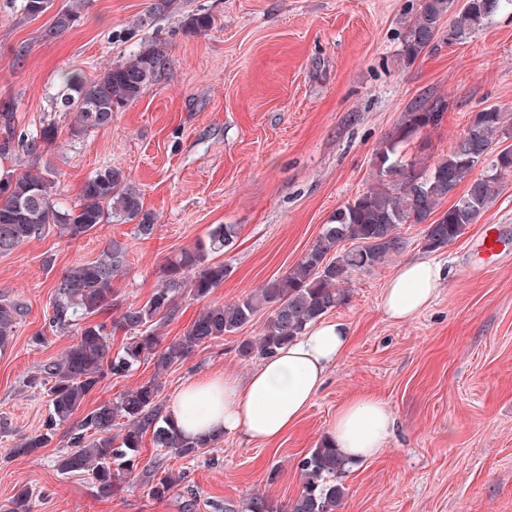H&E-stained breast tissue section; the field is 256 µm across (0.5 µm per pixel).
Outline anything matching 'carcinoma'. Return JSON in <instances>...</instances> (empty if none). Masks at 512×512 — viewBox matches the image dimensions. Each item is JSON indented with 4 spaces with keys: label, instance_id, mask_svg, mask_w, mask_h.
<instances>
[{
    "label": "carcinoma",
    "instance_id": "obj_1",
    "mask_svg": "<svg viewBox=\"0 0 512 512\" xmlns=\"http://www.w3.org/2000/svg\"><path fill=\"white\" fill-rule=\"evenodd\" d=\"M451 3L422 0L418 13L406 25L400 50L403 62L415 60L431 45ZM507 5L512 6V0H468L448 30V40L470 38ZM76 17L72 11L59 13L46 36L64 32ZM212 23L210 15L194 13L182 20V29L201 34ZM167 64L165 44L147 40L126 60L109 65L94 80L87 82L77 74L70 75L59 108L74 113L71 134L79 136L109 124L112 113L137 100ZM446 109L443 98L425 96L413 101L402 123L386 136L374 155L372 185L336 211L317 242L284 276L236 302L203 310L185 336L166 346L154 325L172 314L180 291L187 289L192 296L204 299L224 282V263L210 262L209 254L231 243L234 225H216L208 242L183 249L169 259L161 288L145 304L125 307L109 326L87 318L112 308L114 282L124 269L126 247L113 241L95 259L65 270L54 284L49 326L60 332L78 327L77 341L26 376L27 388L45 390L48 413L39 432L21 438L10 449L12 456H29L46 447L58 427L74 418L86 395L104 377H122L145 357L165 371L185 361L195 348L245 326L268 304L275 310L265 331L242 341L238 353L244 359L274 354L324 315L347 304L349 294L341 284L353 274L374 268L403 250L405 242L398 232L403 224L427 223L423 248L430 252L458 239L499 196L503 178L512 175V148L498 152L481 173H475L479 159L504 133L508 122L507 113L486 109L474 115L448 153L426 164L422 161V154L429 150L425 132L442 121ZM0 126V158L21 152L40 156L57 139V128L51 124L17 131L10 104L2 100ZM462 184L467 186L466 192L451 207L439 211L442 202ZM57 196L56 175L48 166L38 173L7 171L0 175L1 254L42 236L52 226L72 239L114 221L135 222L136 232L142 237L155 230L153 217L143 211L141 196L128 186L121 168L106 166L91 174L81 187L79 203L73 207L61 206ZM348 241L351 247H341ZM24 316L22 303L0 299V350L9 345ZM118 330L133 331L135 335L113 356L110 337ZM158 393V386L147 382L123 393L116 402L102 403L74 423L70 450L59 456L57 470L63 474L87 473L100 488L115 491L121 480L138 467L137 452L148 430L157 447L181 458L194 457L217 441L215 437L194 440L182 436L162 414ZM119 418L125 423L117 443L110 432ZM346 467L339 449L325 441L299 462L303 486L295 499L283 506L268 496L255 494L244 503V512H335L346 495V488L339 482ZM31 498L29 489H18L8 512H31Z\"/></svg>",
    "mask_w": 512,
    "mask_h": 512
}]
</instances>
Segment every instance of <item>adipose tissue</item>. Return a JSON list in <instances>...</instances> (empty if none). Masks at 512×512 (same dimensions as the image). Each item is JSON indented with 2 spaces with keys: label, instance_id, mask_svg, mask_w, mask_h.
Instances as JSON below:
<instances>
[{
  "label": "adipose tissue",
  "instance_id": "adipose-tissue-1",
  "mask_svg": "<svg viewBox=\"0 0 512 512\" xmlns=\"http://www.w3.org/2000/svg\"><path fill=\"white\" fill-rule=\"evenodd\" d=\"M449 276L432 259L402 264L384 289L380 307L392 320L405 321L427 309ZM350 342L340 321H320L280 348L245 380L201 378L183 386L167 417L187 437L240 435L267 443L296 424L324 385L328 371ZM390 407L373 395H359L337 411L328 441L358 464L380 454L395 428Z\"/></svg>",
  "mask_w": 512,
  "mask_h": 512
}]
</instances>
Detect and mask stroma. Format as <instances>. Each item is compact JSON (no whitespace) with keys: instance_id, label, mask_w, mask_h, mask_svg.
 Instances as JSON below:
<instances>
[{"instance_id":"1","label":"stroma","mask_w":512,"mask_h":512,"mask_svg":"<svg viewBox=\"0 0 512 512\" xmlns=\"http://www.w3.org/2000/svg\"><path fill=\"white\" fill-rule=\"evenodd\" d=\"M25 2L0 0V100L10 101L17 129L53 122L59 136L42 158L17 155L5 168L53 166L69 205L90 174L121 168L156 230L143 238L134 223L115 222L73 239L53 229L0 254V299L27 309L0 351V421L7 425L0 512L24 486L32 512H184L190 496L195 512H224L225 503L256 493L284 504L301 490L299 460L325 439L337 410L361 394L385 401L396 425L380 455L343 475L340 512H512V175L457 240L429 253L423 225H401L405 249L351 276L348 304L329 317L349 325L352 342L278 440L227 435L181 458L147 432L137 470L114 493L89 476L58 473L67 427L33 455L10 453L20 436L39 432L48 409L24 376L76 340L74 332L52 331L47 319L63 271L95 259L110 241L124 243L116 304L102 315L109 322L149 300L169 257L206 241L215 225H234L232 244L214 256L228 270L223 283L202 300L179 294L174 314L157 325L162 341L184 336L204 308L266 287L300 260L336 210L371 185L374 154L412 101L431 95L448 102L428 132L437 156L477 112H512V11L452 43L447 28L464 4L453 0L433 45L406 65L399 50L420 0H177V13L156 17L154 0H51L38 16L27 14ZM73 8L74 25L44 40L56 14ZM193 13L210 14L212 28L185 33L180 20ZM145 16L150 24L137 27ZM148 39L165 43L167 66L110 125L71 136V117L57 106L66 76L93 80ZM490 228L505 249L488 262L473 245ZM426 256L450 270L437 298L411 320L387 319L379 307L385 284L401 264ZM271 314L261 309L167 371L147 360L127 376L105 377L81 414L150 381L165 406L192 379L246 378L261 360L243 359L237 346L260 335ZM164 472L177 484L158 499L151 480Z\"/></svg>"}]
</instances>
